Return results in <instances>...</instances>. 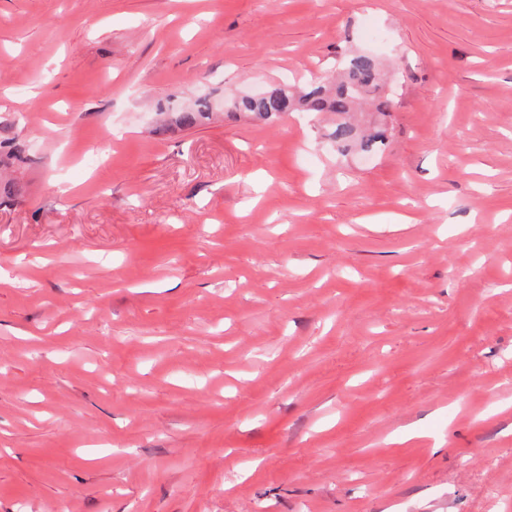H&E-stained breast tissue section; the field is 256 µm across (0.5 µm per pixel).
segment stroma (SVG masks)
I'll return each instance as SVG.
<instances>
[{"instance_id":"obj_1","label":"stroma","mask_w":512,"mask_h":512,"mask_svg":"<svg viewBox=\"0 0 512 512\" xmlns=\"http://www.w3.org/2000/svg\"><path fill=\"white\" fill-rule=\"evenodd\" d=\"M4 151L0 512H512V0H0ZM380 66L371 55L354 54L341 62L340 78L331 89L316 81H298L295 90L286 84L266 90L263 96L240 98L226 112L248 113L267 120L294 111L336 112L343 116L369 98L374 112L385 116L392 112V99L382 90ZM332 137L336 140L338 147L355 145L360 151L374 152L378 142L383 141V131L380 128H375L368 136L359 137L352 125L343 121L336 124Z\"/></svg>"}]
</instances>
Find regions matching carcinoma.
I'll return each mask as SVG.
<instances>
[{
	"label": "carcinoma",
	"mask_w": 512,
	"mask_h": 512,
	"mask_svg": "<svg viewBox=\"0 0 512 512\" xmlns=\"http://www.w3.org/2000/svg\"><path fill=\"white\" fill-rule=\"evenodd\" d=\"M341 75L336 85L329 89L316 81L297 82V88L288 86L271 88L258 97L241 98L227 110L230 115L248 113L273 120L283 112H334L345 115L363 100H371L374 111L386 115L392 111V99L383 92L380 62L368 54H354L340 64ZM336 146L354 145L363 152H373L383 141L379 128L360 137L346 121L336 124L332 133Z\"/></svg>",
	"instance_id": "1"
}]
</instances>
